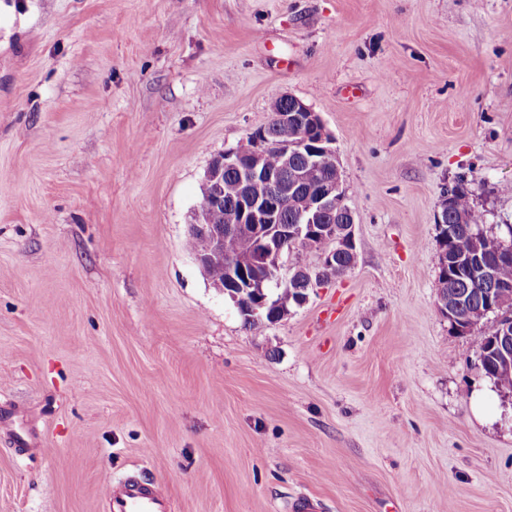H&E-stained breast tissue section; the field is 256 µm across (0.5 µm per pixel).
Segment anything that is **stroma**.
<instances>
[{"label":"stroma","mask_w":512,"mask_h":512,"mask_svg":"<svg viewBox=\"0 0 512 512\" xmlns=\"http://www.w3.org/2000/svg\"><path fill=\"white\" fill-rule=\"evenodd\" d=\"M0 0V512H512V388L437 308L461 187L512 224V0ZM357 261L257 329L184 247L280 94ZM488 391L492 419L470 402ZM113 512H167L168 502L161 489L138 479L110 490Z\"/></svg>","instance_id":"1"}]
</instances>
